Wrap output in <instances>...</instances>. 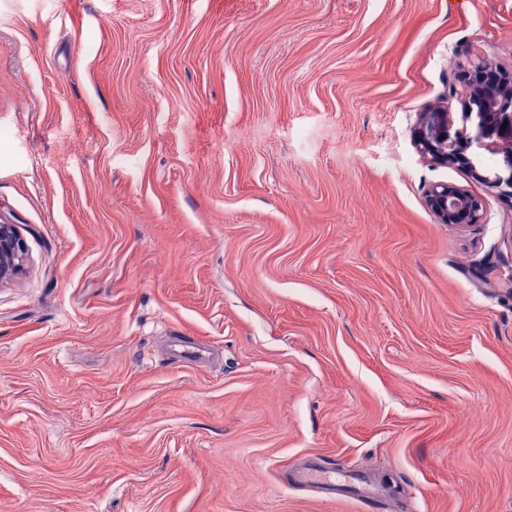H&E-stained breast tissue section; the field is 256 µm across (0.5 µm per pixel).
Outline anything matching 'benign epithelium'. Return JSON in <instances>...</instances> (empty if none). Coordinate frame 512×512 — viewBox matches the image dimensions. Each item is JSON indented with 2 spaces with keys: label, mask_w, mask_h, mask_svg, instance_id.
Wrapping results in <instances>:
<instances>
[{
  "label": "benign epithelium",
  "mask_w": 512,
  "mask_h": 512,
  "mask_svg": "<svg viewBox=\"0 0 512 512\" xmlns=\"http://www.w3.org/2000/svg\"><path fill=\"white\" fill-rule=\"evenodd\" d=\"M465 86L462 127H454L452 113L440 103H430L419 112L413 131V146L437 165H458L502 200L512 203V70L485 61L462 69ZM474 121L476 134L468 131ZM499 156L498 167L484 168L472 146ZM426 204L440 224L467 230L484 223V199L468 189L434 183L425 191ZM27 244L14 224L0 221V284L13 280L23 268Z\"/></svg>",
  "instance_id": "obj_1"
}]
</instances>
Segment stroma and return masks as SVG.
Masks as SVG:
<instances>
[{
	"label": "stroma",
	"mask_w": 512,
	"mask_h": 512,
	"mask_svg": "<svg viewBox=\"0 0 512 512\" xmlns=\"http://www.w3.org/2000/svg\"><path fill=\"white\" fill-rule=\"evenodd\" d=\"M481 59L512 0H0V512H512V205L411 142ZM425 199L440 224L467 230L484 223V199L464 187L434 183L426 189ZM26 251V241L17 226L0 221V284L22 271Z\"/></svg>",
	"instance_id": "obj_1"
}]
</instances>
